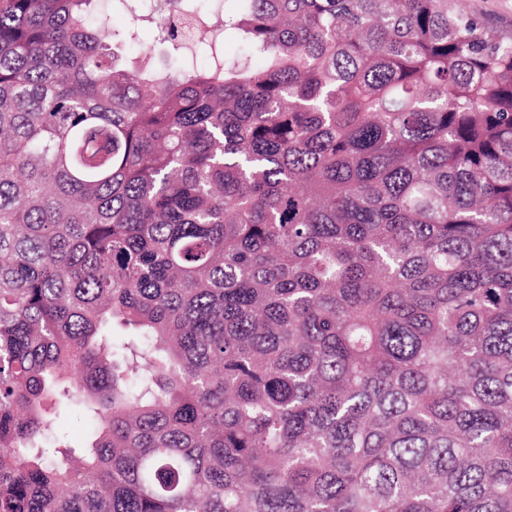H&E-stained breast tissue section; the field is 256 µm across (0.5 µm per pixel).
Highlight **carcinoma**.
<instances>
[{
  "instance_id": "1",
  "label": "carcinoma",
  "mask_w": 512,
  "mask_h": 512,
  "mask_svg": "<svg viewBox=\"0 0 512 512\" xmlns=\"http://www.w3.org/2000/svg\"><path fill=\"white\" fill-rule=\"evenodd\" d=\"M95 2L0 0V512H512V36Z\"/></svg>"
}]
</instances>
